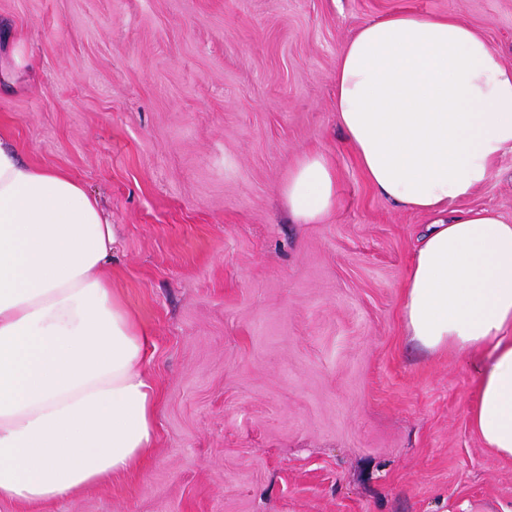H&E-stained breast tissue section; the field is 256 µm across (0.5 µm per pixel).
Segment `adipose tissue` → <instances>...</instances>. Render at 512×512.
<instances>
[{
  "instance_id": "1",
  "label": "adipose tissue",
  "mask_w": 512,
  "mask_h": 512,
  "mask_svg": "<svg viewBox=\"0 0 512 512\" xmlns=\"http://www.w3.org/2000/svg\"><path fill=\"white\" fill-rule=\"evenodd\" d=\"M335 109L368 182L430 219L403 285L407 336L472 361V428L512 459V223L456 207L512 153V65L453 17L398 11L345 44ZM282 195L296 222H320L333 164L301 154ZM115 242L80 182L0 137V500L62 499L154 446L149 336L112 287Z\"/></svg>"
}]
</instances>
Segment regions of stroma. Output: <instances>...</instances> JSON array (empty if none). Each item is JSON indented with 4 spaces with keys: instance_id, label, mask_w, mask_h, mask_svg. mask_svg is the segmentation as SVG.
Returning a JSON list of instances; mask_svg holds the SVG:
<instances>
[{
    "instance_id": "1",
    "label": "stroma",
    "mask_w": 512,
    "mask_h": 512,
    "mask_svg": "<svg viewBox=\"0 0 512 512\" xmlns=\"http://www.w3.org/2000/svg\"><path fill=\"white\" fill-rule=\"evenodd\" d=\"M401 10L512 64V0H0V134L111 214L159 397L144 465L0 512H512L475 370L404 334L429 219L373 188L334 111L341 50ZM306 151L338 179L318 224L280 194ZM460 207L512 222V153Z\"/></svg>"
}]
</instances>
